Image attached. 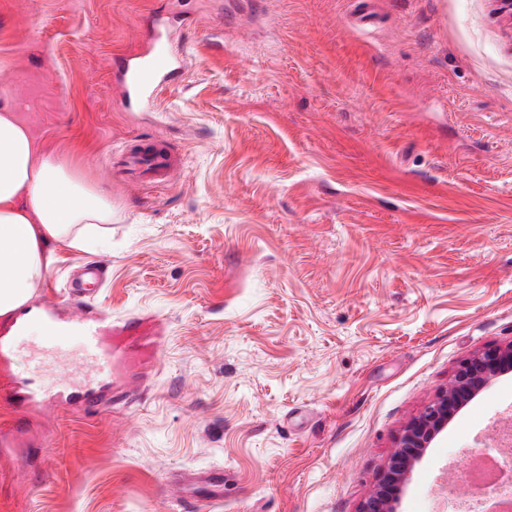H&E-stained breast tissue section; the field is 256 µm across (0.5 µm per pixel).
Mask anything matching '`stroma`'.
Instances as JSON below:
<instances>
[{"mask_svg":"<svg viewBox=\"0 0 512 512\" xmlns=\"http://www.w3.org/2000/svg\"><path fill=\"white\" fill-rule=\"evenodd\" d=\"M353 2L0 0V90L114 206L32 300L72 305L99 263L93 310L139 322L99 410L0 399V512H359L461 361L512 344V20L370 0L362 29ZM160 26L185 66L149 109L115 61ZM141 146L164 184L125 180ZM510 416L512 373L398 512H448V469Z\"/></svg>","mask_w":512,"mask_h":512,"instance_id":"obj_1","label":"stroma"}]
</instances>
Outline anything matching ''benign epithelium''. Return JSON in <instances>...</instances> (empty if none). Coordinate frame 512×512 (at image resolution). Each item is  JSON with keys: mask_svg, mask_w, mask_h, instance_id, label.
I'll list each match as a JSON object with an SVG mask.
<instances>
[{"mask_svg": "<svg viewBox=\"0 0 512 512\" xmlns=\"http://www.w3.org/2000/svg\"><path fill=\"white\" fill-rule=\"evenodd\" d=\"M511 370L512 344L489 347L462 361L448 387L405 425L359 512H397L402 485L434 438L495 377Z\"/></svg>", "mask_w": 512, "mask_h": 512, "instance_id": "benign-epithelium-1", "label": "benign epithelium"}]
</instances>
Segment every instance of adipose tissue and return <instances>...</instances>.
<instances>
[{"label": "adipose tissue", "mask_w": 512, "mask_h": 512, "mask_svg": "<svg viewBox=\"0 0 512 512\" xmlns=\"http://www.w3.org/2000/svg\"><path fill=\"white\" fill-rule=\"evenodd\" d=\"M112 202L46 152L0 94V317L21 311L55 260L50 242L101 244Z\"/></svg>", "instance_id": "1"}]
</instances>
